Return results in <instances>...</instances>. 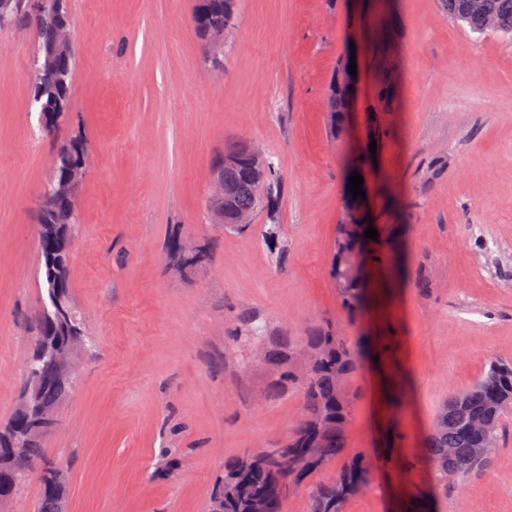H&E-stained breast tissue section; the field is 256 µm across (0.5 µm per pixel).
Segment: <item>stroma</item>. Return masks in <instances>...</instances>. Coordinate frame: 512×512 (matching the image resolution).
Segmentation results:
<instances>
[{"instance_id": "35a3bbf8", "label": "stroma", "mask_w": 512, "mask_h": 512, "mask_svg": "<svg viewBox=\"0 0 512 512\" xmlns=\"http://www.w3.org/2000/svg\"><path fill=\"white\" fill-rule=\"evenodd\" d=\"M75 27L69 114L45 132L30 99L33 27L0 29V423L24 390L42 307L37 208L58 145L89 143L77 190L81 233L71 296L98 343L42 441L66 466V512H206L225 460L281 443L303 398L234 340L243 319L267 340L331 324L350 338L393 335L409 402L392 422L371 369L354 394L345 459L388 458L343 512H397L428 495L434 512H512V414L488 466L438 484L403 469L441 405L490 361L512 362V41L471 33L438 0H394L386 32L352 0H237L222 69L189 21L195 0H67ZM355 57L350 126L327 127L326 93ZM392 111L376 109L382 70ZM249 139L282 178L287 253L272 263L258 210L232 233L207 216L214 164ZM375 151L363 207L408 259L402 286L362 314L330 274L346 161ZM194 237L203 266L165 257Z\"/></svg>"}]
</instances>
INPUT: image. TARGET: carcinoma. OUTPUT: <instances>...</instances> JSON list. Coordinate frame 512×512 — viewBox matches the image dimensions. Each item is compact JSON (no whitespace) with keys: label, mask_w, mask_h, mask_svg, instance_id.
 Segmentation results:
<instances>
[{"label":"carcinoma","mask_w":512,"mask_h":512,"mask_svg":"<svg viewBox=\"0 0 512 512\" xmlns=\"http://www.w3.org/2000/svg\"><path fill=\"white\" fill-rule=\"evenodd\" d=\"M40 13L32 14L8 4L12 24L33 25L39 33L35 56L39 60L50 58L51 70H32L33 94L42 96L45 111L58 118L65 115L71 95V80L75 66L74 51L56 49L57 21L60 19L57 0H42ZM442 10L455 22L473 33L488 32L512 40V0H438ZM236 17V0H196L193 24L197 36L211 24L224 23V17ZM350 62L338 64L331 80L334 84L332 100L336 109L330 113L329 131L338 137L345 133L352 84ZM86 140L76 135L67 149L58 151L52 179L56 180L80 164L86 163ZM224 156H234L239 162L224 165V180L240 185V191L232 208L256 212L265 209L276 215L275 209L281 193V175L274 162L263 172L250 164L243 146L235 142L224 148ZM267 196V202L260 200ZM343 211L348 218L338 224L335 253L331 275L336 282L346 308L357 311L364 298L365 284L352 272L357 259L369 261L368 240L358 200L348 194ZM77 220L75 195L52 199L39 216L41 224H73ZM263 238L275 246L272 260L281 262L286 253L282 228L277 222L266 224ZM235 338L246 344L266 343L262 326L249 318L235 333ZM299 353L313 356L310 372L299 375L292 369V362ZM384 363L388 360V348L376 339L359 336L352 343L330 326L314 328L306 336L294 341L289 337L273 349H266L265 361L279 368L281 380L294 383L303 395V417L296 429L284 440L288 453L296 454L304 448H318L321 458L301 474L287 473L279 464L262 460V454L254 455L256 466L247 473L239 470V458L224 461V512H250L251 503L264 497L269 512H284L288 496L301 483L324 466L336 461L346 448V437L351 416L353 394L350 387L341 386L339 378L351 381L364 366L374 363L373 357ZM512 410V363L492 361L488 370L465 392L448 399L435 415L424 439V462L442 485L448 480H461L481 470L486 461L479 449L488 439L499 437L503 417ZM29 422L21 409H15L12 417L0 428V451L9 454L3 458L7 468L13 471L17 485L32 479L41 485L40 498L35 512H63L66 483L53 476L37 474L43 464L40 443H32L25 434ZM373 465L362 459H353L338 471L332 479L319 481L308 490V512H342L345 501L365 488L372 479Z\"/></svg>","instance_id":"1"}]
</instances>
